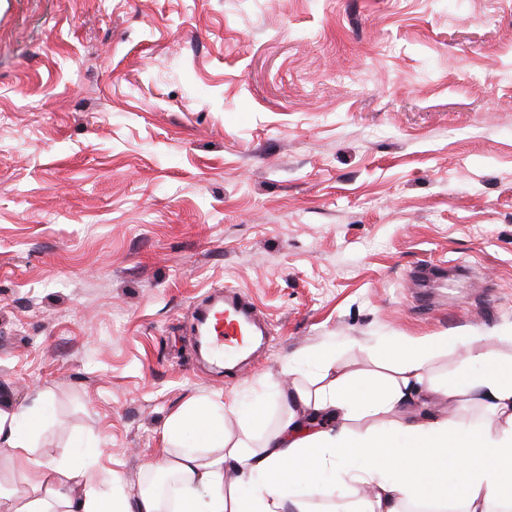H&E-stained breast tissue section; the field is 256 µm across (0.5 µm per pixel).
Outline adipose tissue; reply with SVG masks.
I'll list each match as a JSON object with an SVG mask.
<instances>
[{"label":"adipose tissue","instance_id":"adipose-tissue-1","mask_svg":"<svg viewBox=\"0 0 512 512\" xmlns=\"http://www.w3.org/2000/svg\"><path fill=\"white\" fill-rule=\"evenodd\" d=\"M445 336L404 339L387 352L391 377L334 373L332 357L319 356L333 377L315 391L283 393L288 416L260 446L230 441L222 406L198 403L174 416L168 441L184 430L193 446L180 449L164 467L179 482L177 512H306L307 499L321 495L330 512H512V361L486 351L470 353V368L445 388L448 398L479 403L495 427L460 429L425 410L430 389L427 366ZM402 415L401 438L389 429L353 432L350 421ZM35 410H0V443L27 459ZM21 512H161L157 498L142 494L128 504L119 493L76 492L54 480L53 463H38ZM366 485L371 496L357 505L347 494Z\"/></svg>","mask_w":512,"mask_h":512}]
</instances>
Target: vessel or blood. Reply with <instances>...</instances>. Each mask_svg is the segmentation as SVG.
Returning a JSON list of instances; mask_svg holds the SVG:
<instances>
[{
	"instance_id": "b4317fda",
	"label": "vessel or blood",
	"mask_w": 512,
	"mask_h": 512,
	"mask_svg": "<svg viewBox=\"0 0 512 512\" xmlns=\"http://www.w3.org/2000/svg\"><path fill=\"white\" fill-rule=\"evenodd\" d=\"M196 333L201 348L223 352L229 362L239 359L248 337H265L268 326L247 295L228 288L197 310Z\"/></svg>"
}]
</instances>
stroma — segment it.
I'll return each mask as SVG.
<instances>
[{"label": "stroma", "instance_id": "obj_1", "mask_svg": "<svg viewBox=\"0 0 512 512\" xmlns=\"http://www.w3.org/2000/svg\"><path fill=\"white\" fill-rule=\"evenodd\" d=\"M270 327L237 375L193 307ZM512 0H0V409L128 502L194 399L259 445L276 392L400 337L512 359ZM30 487L0 445V512Z\"/></svg>", "mask_w": 512, "mask_h": 512}]
</instances>
